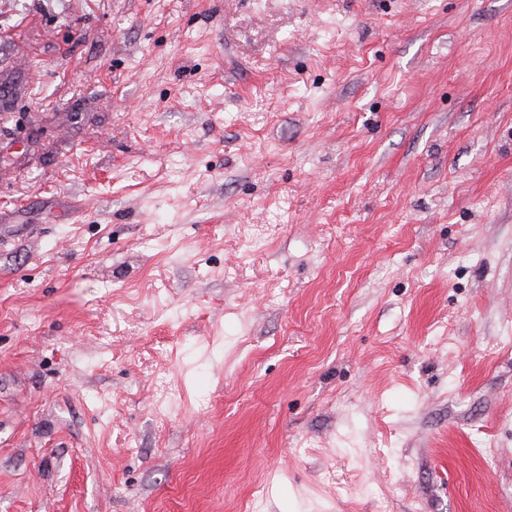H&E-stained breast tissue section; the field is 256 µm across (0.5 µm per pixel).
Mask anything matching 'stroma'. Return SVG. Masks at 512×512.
Listing matches in <instances>:
<instances>
[{"label": "stroma", "mask_w": 512, "mask_h": 512, "mask_svg": "<svg viewBox=\"0 0 512 512\" xmlns=\"http://www.w3.org/2000/svg\"><path fill=\"white\" fill-rule=\"evenodd\" d=\"M0 512H512V0H0Z\"/></svg>", "instance_id": "1"}]
</instances>
